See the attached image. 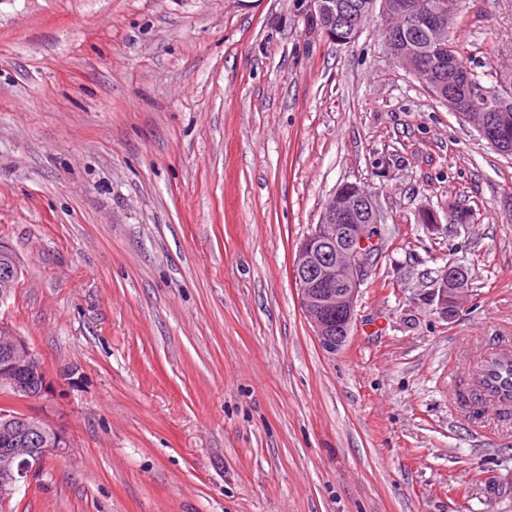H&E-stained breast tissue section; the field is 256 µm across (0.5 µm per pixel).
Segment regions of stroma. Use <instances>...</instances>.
Here are the masks:
<instances>
[{
    "label": "stroma",
    "instance_id": "35a3bbf8",
    "mask_svg": "<svg viewBox=\"0 0 512 512\" xmlns=\"http://www.w3.org/2000/svg\"><path fill=\"white\" fill-rule=\"evenodd\" d=\"M385 26L339 45L306 0H0V319L50 373L0 408L69 445L10 512H512V430L475 432L448 384L512 334V156ZM453 35L512 81V0H465ZM346 182L384 222L330 354L290 269ZM19 278L18 262L13 258L10 250L0 244V304L11 296ZM436 283L439 310L451 319L458 312L459 298L469 289L468 275L461 266L448 264Z\"/></svg>",
    "mask_w": 512,
    "mask_h": 512
}]
</instances>
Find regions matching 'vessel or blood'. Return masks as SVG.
Here are the masks:
<instances>
[{"label": "vessel or blood", "mask_w": 512, "mask_h": 512, "mask_svg": "<svg viewBox=\"0 0 512 512\" xmlns=\"http://www.w3.org/2000/svg\"><path fill=\"white\" fill-rule=\"evenodd\" d=\"M463 395L452 406L460 419L483 426H512V344L477 346L469 355Z\"/></svg>", "instance_id": "vessel-or-blood-1"}]
</instances>
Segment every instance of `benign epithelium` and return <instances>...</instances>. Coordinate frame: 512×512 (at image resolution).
Masks as SVG:
<instances>
[{
  "instance_id": "benign-epithelium-1",
  "label": "benign epithelium",
  "mask_w": 512,
  "mask_h": 512,
  "mask_svg": "<svg viewBox=\"0 0 512 512\" xmlns=\"http://www.w3.org/2000/svg\"><path fill=\"white\" fill-rule=\"evenodd\" d=\"M310 15L324 20L321 33L336 39V24L356 22L354 5L336 7V0H307ZM413 27L431 30L443 25L451 10L447 0L419 11L413 5L400 8ZM430 67L412 65L405 55L387 47L392 59L448 110L463 120H470L474 108L490 113L488 121L477 127L482 139L498 149L499 124L495 102L509 86L498 82L483 87L476 96L463 99L453 89H444L441 74L466 71L469 66L453 53L448 42H431ZM383 218L372 195L361 196L338 189L324 208L318 224L299 243L292 263L291 276L300 295L302 308L321 347L335 353L346 343L355 321L361 286L368 278L375 251L379 249L374 234ZM19 267L10 250L0 245V304L16 288ZM438 284V306L447 318L458 312L459 298L468 291L466 271L448 265ZM48 372L42 359L30 348L24 337L0 321V392L19 398H36L47 393ZM67 439L55 426L14 412L0 410V506L6 507L21 487L28 483L37 468L51 455L64 453Z\"/></svg>"
}]
</instances>
